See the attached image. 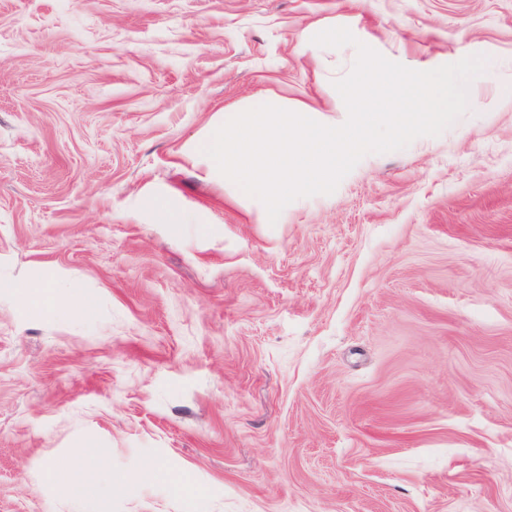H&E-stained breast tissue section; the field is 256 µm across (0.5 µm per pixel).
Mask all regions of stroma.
Returning a JSON list of instances; mask_svg holds the SVG:
<instances>
[{
  "label": "stroma",
  "instance_id": "35a3bbf8",
  "mask_svg": "<svg viewBox=\"0 0 512 512\" xmlns=\"http://www.w3.org/2000/svg\"><path fill=\"white\" fill-rule=\"evenodd\" d=\"M328 27L482 106L270 225L204 136ZM0 512H512V0H0ZM82 457L79 449L75 452L74 460L69 465L50 464L46 468L48 478L72 485L77 491L84 490L91 481V477L80 464Z\"/></svg>",
  "mask_w": 512,
  "mask_h": 512
}]
</instances>
